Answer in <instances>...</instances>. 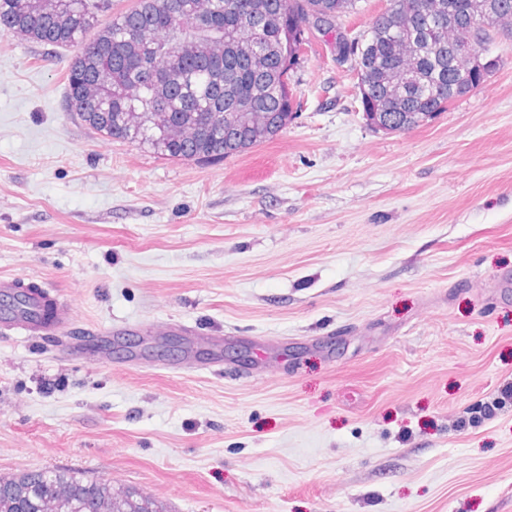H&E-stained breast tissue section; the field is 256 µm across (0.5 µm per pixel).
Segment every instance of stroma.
Listing matches in <instances>:
<instances>
[{
  "instance_id": "obj_1",
  "label": "stroma",
  "mask_w": 512,
  "mask_h": 512,
  "mask_svg": "<svg viewBox=\"0 0 512 512\" xmlns=\"http://www.w3.org/2000/svg\"><path fill=\"white\" fill-rule=\"evenodd\" d=\"M467 97L366 122L315 37L301 111L217 163L64 108L72 49L0 34V278L73 311L0 329V477L166 512H512V38Z\"/></svg>"
}]
</instances>
